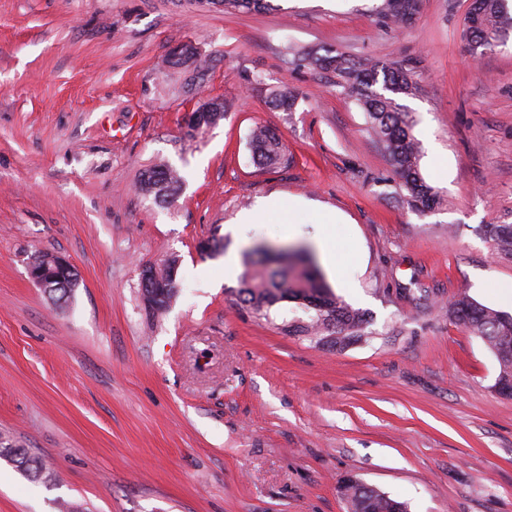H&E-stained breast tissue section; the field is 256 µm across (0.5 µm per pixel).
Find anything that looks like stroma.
<instances>
[{
    "label": "stroma",
    "mask_w": 512,
    "mask_h": 512,
    "mask_svg": "<svg viewBox=\"0 0 512 512\" xmlns=\"http://www.w3.org/2000/svg\"><path fill=\"white\" fill-rule=\"evenodd\" d=\"M269 3L0 0V435L54 473L34 482L0 458V512H348V476L408 512H512V397L446 311L464 293L512 315V258L484 233L512 224V37L471 56L467 0H422L398 30L382 0ZM288 41L416 68L403 104L438 207L403 204L362 109L284 57ZM185 42L215 57L205 94L230 103L193 139L201 98L165 62ZM252 74L296 91L294 112ZM257 124L281 133L288 168L252 164ZM161 160L184 179L171 207L136 190ZM288 196L310 203L292 224H237ZM323 207L342 216L325 279L365 315L337 349L237 297L245 251L317 249ZM215 234L223 254L199 253ZM40 252L78 273L66 309L28 276ZM169 257L178 293L147 314L139 271ZM186 2L200 6L219 8L227 14L260 11L264 9L267 4V0H187Z\"/></svg>",
    "instance_id": "stroma-1"
}]
</instances>
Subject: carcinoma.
<instances>
[{"label": "carcinoma", "instance_id": "cac0c4a2", "mask_svg": "<svg viewBox=\"0 0 512 512\" xmlns=\"http://www.w3.org/2000/svg\"><path fill=\"white\" fill-rule=\"evenodd\" d=\"M191 4L212 6L227 14L260 11L267 0H187ZM421 0H384L380 14L384 22L400 27L412 23L419 13ZM512 33V11L507 0H475L474 13L465 18L464 38L474 57L503 42ZM299 65L313 71H330L336 76L341 93L353 99L365 112L377 144L387 155L402 201L416 212L434 209L439 204L437 192L426 182L420 166L422 145L413 134V119L398 99L412 97L420 88V74L400 62H383L355 58L345 52L326 49L288 47ZM166 63L185 73L184 88L201 92L211 78V59L197 47L188 55L170 54ZM296 93L286 86L268 88L267 103L280 112H292ZM226 101L211 98L192 112L186 120L187 135L202 134L224 120ZM250 157L257 167H286L291 157L281 137L265 126L253 127L247 137ZM182 178L167 163L143 169L138 187L141 195L154 202L172 206L179 194ZM486 235L499 253L512 257V224H490ZM177 260L166 261L160 281L170 285L159 300V311L177 294ZM78 285L77 273L70 270L50 291L54 303L64 308ZM242 308L255 319L274 323L272 309L281 302H293L308 314V320L282 321L281 331L305 336L320 344L326 340L341 345L358 335L363 313L341 300L323 278L311 251L297 247L284 252L261 245L245 254V270L238 289ZM451 318L465 330L481 337L499 362L496 386L499 393L512 396V315L482 305L467 295L453 299L448 305ZM0 455L8 458L18 470L34 481L50 482L53 472L28 449L0 436ZM341 496L350 512H407L406 505L389 495L356 480L345 482Z\"/></svg>", "mask_w": 512, "mask_h": 512}]
</instances>
